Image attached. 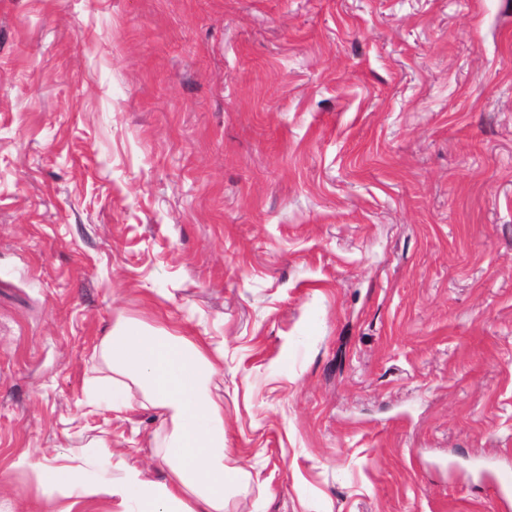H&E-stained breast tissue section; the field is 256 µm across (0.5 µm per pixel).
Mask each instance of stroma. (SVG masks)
Wrapping results in <instances>:
<instances>
[{
  "mask_svg": "<svg viewBox=\"0 0 512 512\" xmlns=\"http://www.w3.org/2000/svg\"><path fill=\"white\" fill-rule=\"evenodd\" d=\"M224 346V512H504L512 0H0V512L119 317Z\"/></svg>",
  "mask_w": 512,
  "mask_h": 512,
  "instance_id": "35a3bbf8",
  "label": "stroma"
}]
</instances>
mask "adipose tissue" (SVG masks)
<instances>
[{"mask_svg": "<svg viewBox=\"0 0 512 512\" xmlns=\"http://www.w3.org/2000/svg\"><path fill=\"white\" fill-rule=\"evenodd\" d=\"M96 355L105 373L87 381L88 407L97 409L108 392L113 412L137 405L158 412L165 432L155 438V460L166 477L149 479L121 458L119 479L94 480L78 458L45 462L24 453L14 466L34 472L41 488L30 512H70L64 501L73 496L111 501L118 512H224L226 488L240 470L224 463V402L210 389L222 372L223 345L123 318Z\"/></svg>", "mask_w": 512, "mask_h": 512, "instance_id": "ef3b65f1", "label": "adipose tissue"}]
</instances>
